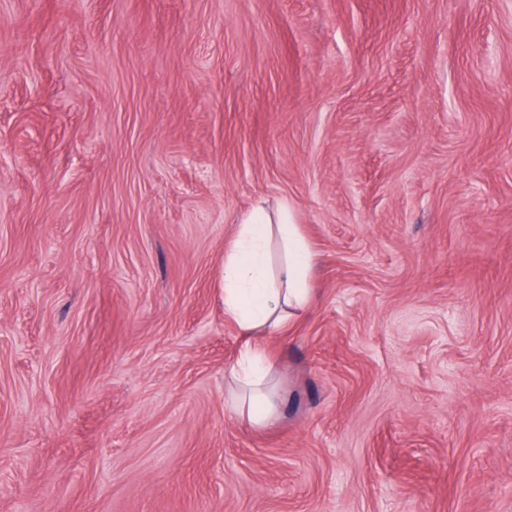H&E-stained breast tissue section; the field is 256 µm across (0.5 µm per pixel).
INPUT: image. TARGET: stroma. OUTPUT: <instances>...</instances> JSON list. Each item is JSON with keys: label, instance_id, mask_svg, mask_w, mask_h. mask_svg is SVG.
<instances>
[{"label": "stroma", "instance_id": "1", "mask_svg": "<svg viewBox=\"0 0 512 512\" xmlns=\"http://www.w3.org/2000/svg\"><path fill=\"white\" fill-rule=\"evenodd\" d=\"M0 512H512V0H0ZM237 234L224 251V314L239 327L243 344L230 368L242 391L233 410L247 416L251 425L272 423L274 405L266 391L265 354L254 340L261 328L280 330L290 309H302L313 290V254L294 224L293 213L283 205L273 218L262 203L254 205L238 224ZM276 242L284 258L271 266L270 246Z\"/></svg>", "mask_w": 512, "mask_h": 512}]
</instances>
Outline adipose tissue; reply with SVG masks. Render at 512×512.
Wrapping results in <instances>:
<instances>
[{"label":"adipose tissue","mask_w":512,"mask_h":512,"mask_svg":"<svg viewBox=\"0 0 512 512\" xmlns=\"http://www.w3.org/2000/svg\"><path fill=\"white\" fill-rule=\"evenodd\" d=\"M313 254L289 207L269 214L254 205L224 251V313L239 327L243 344L230 376L242 392L234 411L262 428L272 423L274 405L266 391L265 354L254 339L258 329L278 330L288 313L307 306L313 290Z\"/></svg>","instance_id":"ef3b65f1"}]
</instances>
